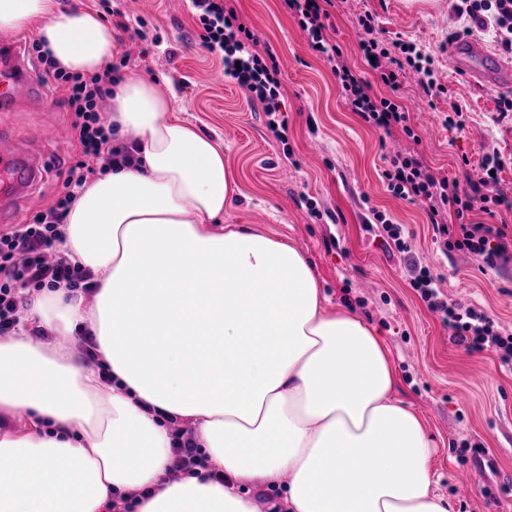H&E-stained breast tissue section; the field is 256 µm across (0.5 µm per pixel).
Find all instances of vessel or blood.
<instances>
[{
    "instance_id": "vessel-or-blood-1",
    "label": "vessel or blood",
    "mask_w": 512,
    "mask_h": 512,
    "mask_svg": "<svg viewBox=\"0 0 512 512\" xmlns=\"http://www.w3.org/2000/svg\"><path fill=\"white\" fill-rule=\"evenodd\" d=\"M448 52L455 70L465 77L491 85L512 82V69L489 56L481 45H455L449 47ZM49 96L47 87L30 83L21 66L0 73V110L13 108L25 99L45 100ZM5 139V134L0 132V175L10 179L13 196L0 201V222L17 224L22 220V212L16 199L33 187L45 152L38 139L21 144L16 149L6 147Z\"/></svg>"
}]
</instances>
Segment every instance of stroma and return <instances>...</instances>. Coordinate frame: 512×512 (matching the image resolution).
Here are the masks:
<instances>
[{
    "label": "stroma",
    "mask_w": 512,
    "mask_h": 512,
    "mask_svg": "<svg viewBox=\"0 0 512 512\" xmlns=\"http://www.w3.org/2000/svg\"><path fill=\"white\" fill-rule=\"evenodd\" d=\"M455 0H335L327 35L345 62L370 81L376 97H397L408 111L415 138L395 131L382 138L347 107L329 65L309 47L296 19L280 0H226V7L257 36V50L280 71L281 110L287 143L269 130L249 91L224 76L217 53L197 40L198 22L186 4L140 0L118 32L114 75L156 80L177 114L217 141L237 188L219 223L246 228L295 244L312 268L329 306L348 309L388 345L400 376L399 397L418 409L437 448L439 489L455 512H512V372L502 371L491 352L468 353L452 344L448 330L410 287L399 254L364 229L368 208L403 225L413 249L440 277L449 297L482 305L512 327V258L498 270L461 252L442 253L434 241L424 205L394 197L381 178L384 153L418 152L437 176L478 179L485 154L505 164L500 186L512 192V116L497 110L499 88H481L448 60V36L460 22ZM371 14L375 34L385 42H416L434 56V73L444 94L426 97L420 77L406 72L391 90L361 58L357 20ZM58 114L43 125L42 102L0 112L10 145L46 137L49 166L22 203L26 219L65 193L62 173L80 148L72 114L55 92ZM463 110V126L448 127L452 106ZM291 146L285 159L283 146ZM481 453H474V446ZM471 476L460 484L459 473Z\"/></svg>",
    "instance_id": "stroma-1"
}]
</instances>
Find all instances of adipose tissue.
Wrapping results in <instances>:
<instances>
[{
	"label": "adipose tissue",
	"instance_id": "adipose-tissue-1",
	"mask_svg": "<svg viewBox=\"0 0 512 512\" xmlns=\"http://www.w3.org/2000/svg\"><path fill=\"white\" fill-rule=\"evenodd\" d=\"M28 29L73 73L118 51L90 10L0 0V33ZM171 110L154 80L118 82L112 131L136 161L87 185L58 244L98 291L48 288L28 311L56 336L87 325L99 366L0 336V413L28 420L0 432V512H110L116 492L134 512H257L251 487L283 490L285 512H453L383 339L327 308L294 245L209 228L236 188L218 144ZM183 424L204 466L173 480Z\"/></svg>",
	"mask_w": 512,
	"mask_h": 512
}]
</instances>
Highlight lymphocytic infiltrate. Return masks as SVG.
Returning a JSON list of instances; mask_svg holds the SVG:
<instances>
[{"label": "lymphocytic infiltrate", "mask_w": 512, "mask_h": 512, "mask_svg": "<svg viewBox=\"0 0 512 512\" xmlns=\"http://www.w3.org/2000/svg\"><path fill=\"white\" fill-rule=\"evenodd\" d=\"M282 2L289 13L297 16L312 50L329 64L351 112L384 134L399 129L406 136H413L405 108L395 99L376 97L370 83L344 62L341 48L326 34L329 12L321 0ZM190 7L201 26L198 39L203 47L220 54L225 77L247 88L261 104L270 130L286 127L287 120L280 113L279 71L277 66L267 65L257 52L255 34L239 21L234 10L225 8L224 0H190ZM455 12L462 22V35H489L499 51L512 56V0H460ZM358 23L364 32L359 49L384 85L398 89L401 72L409 68L420 74L425 95L442 93V86L434 79L431 55L411 41L398 39L389 46L379 41L372 15L360 17ZM29 51L37 61L38 79L64 90V102L73 114L71 127L81 151L79 159L65 172L64 196L36 214L32 223L16 225L0 234V336L12 334L22 324L31 287H64L75 297L93 294L91 273L56 247L60 227L91 176L127 164L132 158L129 146L113 139L112 127L102 116L117 83L112 64L84 77L60 70L42 53L39 44H31ZM481 166L483 177L462 186L438 177L420 156L398 153L390 157L382 178L395 197L425 203L434 241L442 251L469 253L493 270L498 260L512 251V238L504 228L470 221L469 215L475 210L490 213L495 206L511 207L512 197L498 187L497 173L503 166L500 157L484 156ZM365 223L367 231H378L383 241L400 254L411 288L448 328L450 341L470 353L492 352L500 368L512 372V331L502 327L484 308L451 299L442 292L437 276L413 253L402 225L373 208Z\"/></svg>", "instance_id": "lymphocytic-infiltrate-1"}]
</instances>
